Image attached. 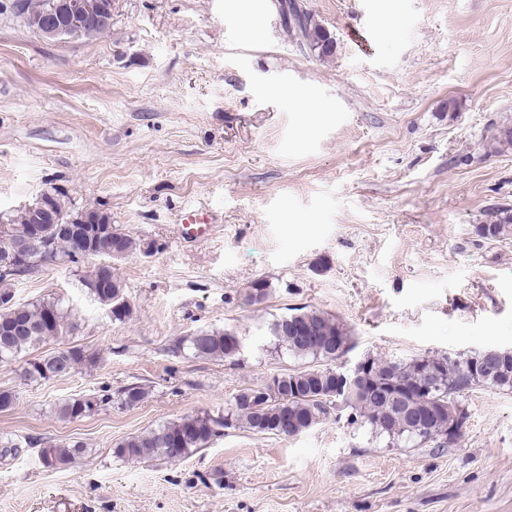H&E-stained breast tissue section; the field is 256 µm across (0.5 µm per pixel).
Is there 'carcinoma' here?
<instances>
[{"mask_svg":"<svg viewBox=\"0 0 512 512\" xmlns=\"http://www.w3.org/2000/svg\"><path fill=\"white\" fill-rule=\"evenodd\" d=\"M47 0H14L12 9L21 17L45 8ZM286 32L305 44L318 58L331 57L336 52V40L296 0L279 3ZM491 149L504 153L512 150V125L498 126L492 134ZM30 207L19 210L8 224L0 225V247L14 235L33 223ZM41 247L51 251L56 260L68 264L85 263L95 257L109 256L112 260L126 258L136 252L147 253L150 246L136 240L112 224H101L92 244L77 252L72 237L60 230L58 224L41 225ZM478 234L487 240L512 235V207L497 206L487 212L486 223L479 225ZM15 278L0 274V332L12 329L9 336L0 335V362L16 361L36 346L64 335L68 330L67 314L59 303L43 300L33 304L14 302L11 290ZM82 285L99 304L105 306L114 320L129 316L130 308L123 296V285L110 265L97 264L82 277ZM271 283L255 280L244 300L249 305H260L268 297ZM267 333L274 348L286 350L298 358H312L324 362L343 357L352 347L349 330L335 318L306 306L280 316L267 325ZM238 334L228 329H196L181 337L172 352H189L194 357L235 362ZM499 360L496 372L478 368L479 359L486 351L471 355L429 356L407 360L383 359L369 356L362 373L355 382L356 391L336 392L338 370L325 367H306L279 375L278 392L266 399L249 404L254 389L241 391L224 407V414L197 413L176 421L143 431L126 438L113 448L117 458L133 461L160 458L180 461L189 454L208 447L214 438L226 429H246L254 434H272L277 425H284L281 435L293 436L324 420L332 409L348 411L349 424L367 428L387 445L401 448L426 443H457L461 434L448 432L450 426H465L469 419L465 405L466 395L477 387L512 389V351L495 349ZM86 361L84 350L69 346L53 350L42 357L24 362L20 377L34 382L49 380L71 373ZM396 384L409 391L413 412L423 417L414 421L396 410L379 393V389ZM148 389L140 383H131L117 389L104 387L81 394L55 405V413L63 420L91 416L109 406L131 408L142 402ZM34 441L23 438L0 437V454L16 455L21 448ZM84 452L79 442L55 444L41 451L43 464L59 469L71 463Z\"/></svg>","mask_w":512,"mask_h":512,"instance_id":"1","label":"carcinoma"}]
</instances>
